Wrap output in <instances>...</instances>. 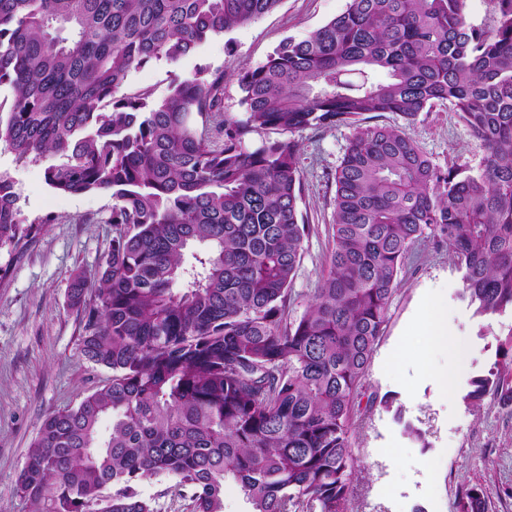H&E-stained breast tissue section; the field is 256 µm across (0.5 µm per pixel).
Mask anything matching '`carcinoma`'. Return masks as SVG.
I'll return each mask as SVG.
<instances>
[{
	"label": "carcinoma",
	"instance_id": "carcinoma-1",
	"mask_svg": "<svg viewBox=\"0 0 512 512\" xmlns=\"http://www.w3.org/2000/svg\"><path fill=\"white\" fill-rule=\"evenodd\" d=\"M281 2L0 0V146L56 158L57 194L115 200L111 249L70 288L84 354L112 379L42 420L18 477L34 512H160L137 490L156 475L190 512H224L229 479L250 512H346L349 435L412 246L427 232L446 243L476 312H512V0H489L486 28L467 23L466 0H348L238 72L245 118L224 119L219 142L206 128L224 73L155 102L122 92L131 70L176 63ZM437 103L485 149L480 171L444 170L404 128L368 124ZM341 124L355 133L333 175L330 270L290 322L308 231L298 145L246 140ZM18 201L0 172V248L29 234ZM508 345L464 401L512 405ZM455 512H487L483 492L462 490Z\"/></svg>",
	"mask_w": 512,
	"mask_h": 512
}]
</instances>
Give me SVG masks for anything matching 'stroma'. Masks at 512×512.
<instances>
[{
  "label": "stroma",
  "mask_w": 512,
  "mask_h": 512,
  "mask_svg": "<svg viewBox=\"0 0 512 512\" xmlns=\"http://www.w3.org/2000/svg\"><path fill=\"white\" fill-rule=\"evenodd\" d=\"M348 0H282L273 12L213 37L180 62L153 61L131 71L124 91L162 99L174 80L195 73L224 74L227 117L244 115L237 73L266 62L287 37L303 39L345 11ZM378 124L405 127L440 167L479 169L485 151L449 105H438L405 122L394 113ZM354 134L349 125L309 127L293 133L299 146L301 210L308 224L292 288L289 320L329 270L333 248L331 178ZM0 170L12 177L25 222L34 229L19 250L0 249V512H32L17 490L39 425L49 413L76 406L103 387L111 369L88 360L80 309L68 299L75 273L94 277L114 228L107 219L110 195L65 196L46 184L44 167L20 164L0 151ZM463 272L447 245L423 236L409 251L397 278L386 332L365 376L364 408L350 433L361 462L347 512H451L464 485H481L488 512H512V407L493 399L464 401L472 378L487 374L499 342L512 335V314L480 315L463 292ZM442 303L453 343L423 350L424 307ZM393 409L382 405L383 396ZM419 428L424 444L411 442L404 423Z\"/></svg>",
  "instance_id": "stroma-1"
}]
</instances>
